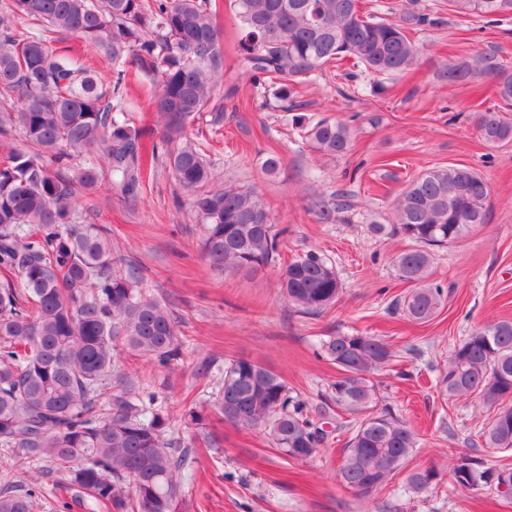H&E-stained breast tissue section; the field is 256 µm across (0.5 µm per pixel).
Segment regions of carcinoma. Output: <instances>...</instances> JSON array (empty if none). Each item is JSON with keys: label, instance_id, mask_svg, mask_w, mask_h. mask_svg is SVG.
Returning a JSON list of instances; mask_svg holds the SVG:
<instances>
[{"label": "carcinoma", "instance_id": "cac0c4a2", "mask_svg": "<svg viewBox=\"0 0 512 512\" xmlns=\"http://www.w3.org/2000/svg\"><path fill=\"white\" fill-rule=\"evenodd\" d=\"M395 19L365 15L361 0H234L237 43L254 82L283 99L331 63L350 61L378 79L409 71L418 51L409 32L439 19L415 7ZM448 10L488 22L512 17V0H448ZM75 35L103 52L116 71L113 87L76 66L51 43ZM133 65L154 86L152 111L165 118L166 163L192 194L203 224L200 249L217 270L254 274L279 260L281 233L253 190L213 184L209 159L185 134L197 121H224V43L210 0H12L0 17V136L19 137L0 164V446L19 466L43 458L106 512H181L189 469L165 439L163 410L135 399L114 374L122 349L155 367L182 356L178 322L143 292L140 280L116 268L112 231L86 224L76 210L81 193L100 188L124 201L142 192L144 129L125 117L119 90ZM450 82L490 75L500 101L474 113L487 145L512 141V67L479 54L448 66ZM297 128L312 150L336 157L352 130L322 118ZM488 186L472 167L423 171L394 200V231L419 244L395 259L414 288L398 307L424 323L439 311L444 291L426 282L430 249L464 238L487 222ZM320 219L335 220L340 201H315ZM288 303L318 316L336 304L342 282L333 263L308 251L282 267ZM320 356L342 371L328 399L360 416L339 468L340 482L362 497L386 487L403 468L418 434L387 408L377 409L372 376L392 360L387 343L336 333ZM450 398L478 397L492 410L481 431L485 448L512 449V319L478 326L448 353L436 380ZM221 420L258 429L282 453L307 460L324 447L327 409L312 417L281 376L246 359L224 367L214 402ZM455 484L507 487L512 467H487L467 451L449 455ZM438 474L416 469L406 490L429 489ZM33 487L0 490V512H34Z\"/></svg>", "mask_w": 512, "mask_h": 512}]
</instances>
